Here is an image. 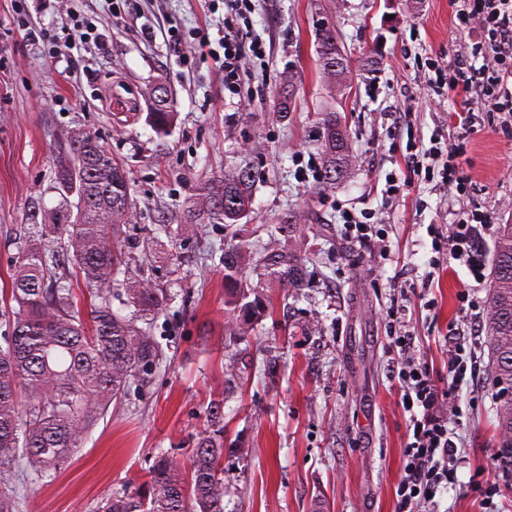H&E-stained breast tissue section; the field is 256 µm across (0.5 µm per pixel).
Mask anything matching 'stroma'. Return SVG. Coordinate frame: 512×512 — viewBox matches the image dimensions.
<instances>
[{"mask_svg": "<svg viewBox=\"0 0 512 512\" xmlns=\"http://www.w3.org/2000/svg\"><path fill=\"white\" fill-rule=\"evenodd\" d=\"M77 17L103 41H66ZM324 18L350 58L342 86L316 66ZM241 23L265 55L247 58L233 96L218 44L221 0H0V284L32 210L62 206L55 166L81 128L127 171L134 218L123 251L173 296L150 321L163 356L149 383L111 404L55 477L15 462L18 512H97L112 492L135 491L157 453L189 460L218 399L224 512H395L409 414L391 338L404 331L443 380L446 337H464L481 377L455 386V476L435 512H484L488 486L495 512H512V470L496 454L488 327L473 326L469 308H488L489 290L475 287L464 265L446 263L429 232L479 209L493 224L481 239L490 255L495 225L512 224V135L500 114L476 109L463 140L455 118L463 94L435 103L425 91L430 61L469 56L482 33L460 26L456 0H248ZM290 73L299 90L283 117L277 94ZM158 79L174 101L164 128L144 96ZM327 108L345 115L355 161L323 191L317 123ZM439 141L463 146L465 194L451 198L439 186ZM244 166L262 173L249 224L165 239L168 254L157 260L144 250L143 237L178 215L205 179ZM390 175L403 181L399 193H386ZM288 208L313 226L309 285H265L259 294L274 300L273 313L247 340H233L224 251L238 239L267 241ZM347 211L369 214L384 246L347 238Z\"/></svg>", "mask_w": 512, "mask_h": 512, "instance_id": "35a3bbf8", "label": "stroma"}]
</instances>
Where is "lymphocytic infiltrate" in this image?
I'll list each match as a JSON object with an SVG mask.
<instances>
[{"label":"lymphocytic infiltrate","instance_id":"f902f5d3","mask_svg":"<svg viewBox=\"0 0 512 512\" xmlns=\"http://www.w3.org/2000/svg\"><path fill=\"white\" fill-rule=\"evenodd\" d=\"M458 19L481 29L484 41L477 48L478 62L465 59L451 64H432L429 87L435 94L445 88L461 89L469 99L483 102L491 111L512 113V0H460ZM241 0H224V88L235 91L246 56L260 57L264 45L243 29ZM490 216L474 210L459 215L447 231H434L433 237L448 259L467 267L477 284L486 281L487 263L479 244L480 230L489 226ZM414 339L399 335L393 340L398 351L397 377L404 385L402 405L410 414L411 440L403 451L404 466L397 485L398 512H415L419 505L432 502L442 482L451 477L448 467L457 446L448 427L456 414L453 382L465 380L468 356L459 337L448 339L452 357L448 363L451 386H442L434 370L413 352Z\"/></svg>","mask_w":512,"mask_h":512}]
</instances>
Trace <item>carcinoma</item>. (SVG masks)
I'll use <instances>...</instances> for the list:
<instances>
[{"instance_id":"carcinoma-1","label":"carcinoma","mask_w":512,"mask_h":512,"mask_svg":"<svg viewBox=\"0 0 512 512\" xmlns=\"http://www.w3.org/2000/svg\"><path fill=\"white\" fill-rule=\"evenodd\" d=\"M336 31L321 26L316 54L321 71L333 82L349 72L334 69ZM296 80L288 75L278 94V112L291 109ZM154 121L166 125L173 100L157 81L147 87ZM321 187L328 189L353 165L346 124L336 111L319 118ZM260 173L239 167L202 183L200 193L180 216L183 231L194 233L210 224H246L252 213V189ZM55 189L65 207L31 215V239L18 252L8 274L9 305L3 313L8 333L0 336V486L14 481V462L22 457L53 477L81 448L85 437L111 402L133 382H145L161 349L150 330L135 316L112 309V299L126 296L127 305L144 315L168 304L166 291L144 278L131 276L130 258L119 238L132 223L133 206L124 169L99 138L82 129L71 132L68 152L55 171ZM76 196V203L69 197ZM76 208L71 215L70 208ZM308 218L287 210L279 218L259 261L262 275L284 288L306 286L301 252ZM248 244L224 251V288L235 316L231 334L244 340L268 306L241 283L242 259ZM70 258L90 294V320L76 305L72 272H59L56 254ZM123 279H118V276ZM489 375L500 393L495 416L496 442L502 462L512 464V224H500L495 240L489 292ZM205 429L189 463L159 453L149 480L135 493H112L103 512H224L223 404L211 406Z\"/></svg>"}]
</instances>
